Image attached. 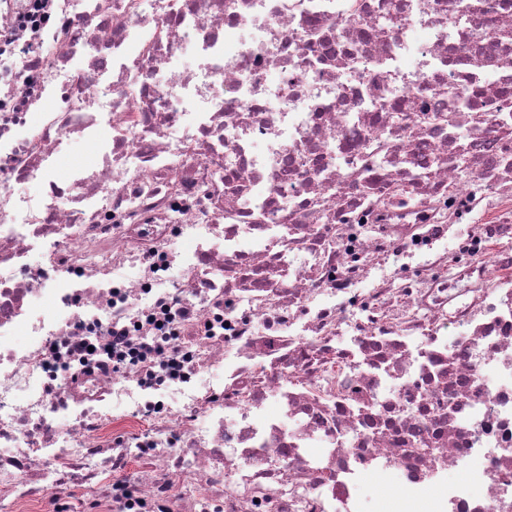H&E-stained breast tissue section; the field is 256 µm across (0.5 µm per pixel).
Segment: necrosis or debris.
<instances>
[{"label": "necrosis or debris", "instance_id": "4bbe7bcc", "mask_svg": "<svg viewBox=\"0 0 512 512\" xmlns=\"http://www.w3.org/2000/svg\"><path fill=\"white\" fill-rule=\"evenodd\" d=\"M466 2L0 0V512H512V0Z\"/></svg>", "mask_w": 512, "mask_h": 512}]
</instances>
